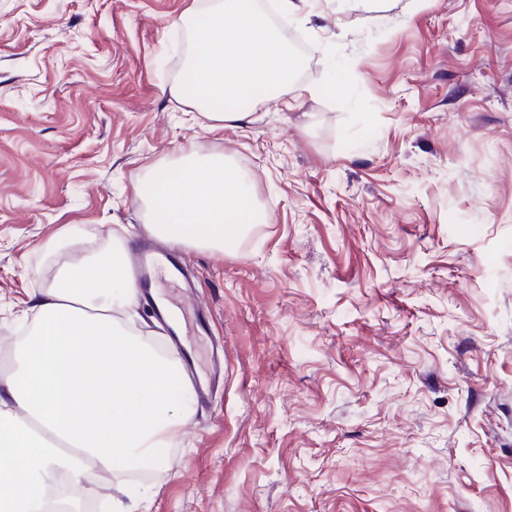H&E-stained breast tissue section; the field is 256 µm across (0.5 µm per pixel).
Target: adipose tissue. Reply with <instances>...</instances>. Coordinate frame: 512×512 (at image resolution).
<instances>
[{"label":"adipose tissue","instance_id":"1","mask_svg":"<svg viewBox=\"0 0 512 512\" xmlns=\"http://www.w3.org/2000/svg\"><path fill=\"white\" fill-rule=\"evenodd\" d=\"M297 72L258 0H213L204 44L186 64L195 109L234 126L250 120L244 103L281 98ZM133 194L150 233L219 254L255 217L248 175L221 155L152 165ZM126 254L113 236L62 263L32 305L31 330L0 371V512H49L57 474L78 488L88 465L112 472L153 459L192 413L191 392L171 396L183 380L177 353L157 352L123 321L137 299Z\"/></svg>","mask_w":512,"mask_h":512}]
</instances>
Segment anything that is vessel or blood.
I'll return each instance as SVG.
<instances>
[{"label": "vessel or blood", "mask_w": 512, "mask_h": 512, "mask_svg": "<svg viewBox=\"0 0 512 512\" xmlns=\"http://www.w3.org/2000/svg\"><path fill=\"white\" fill-rule=\"evenodd\" d=\"M169 266L175 276H184L185 271L177 255L154 240L142 239L137 241L130 256L128 269L138 290L139 298L152 306L156 317L165 318L163 306L156 302L154 287L161 266ZM223 370L220 356H213L211 369L206 376H199L195 367H188L187 372L194 386L199 402H207L209 395Z\"/></svg>", "instance_id": "1"}]
</instances>
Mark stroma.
I'll return each instance as SVG.
<instances>
[{
    "label": "stroma",
    "mask_w": 512,
    "mask_h": 512,
    "mask_svg": "<svg viewBox=\"0 0 512 512\" xmlns=\"http://www.w3.org/2000/svg\"><path fill=\"white\" fill-rule=\"evenodd\" d=\"M307 0L295 86L213 131L177 85L208 0H0V362L133 186L181 150L249 173L262 221L185 247L224 379L127 512H512V0Z\"/></svg>",
    "instance_id": "1"
}]
</instances>
